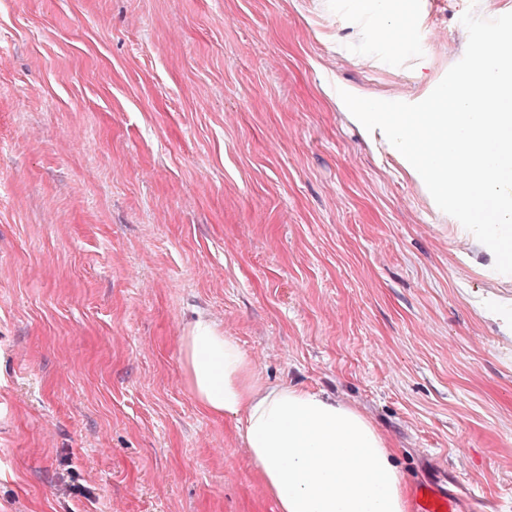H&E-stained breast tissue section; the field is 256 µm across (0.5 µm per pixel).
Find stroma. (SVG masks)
<instances>
[{
    "mask_svg": "<svg viewBox=\"0 0 512 512\" xmlns=\"http://www.w3.org/2000/svg\"><path fill=\"white\" fill-rule=\"evenodd\" d=\"M407 2L397 55L351 0H0V512H276L202 315L512 512V277L335 103L420 102L512 0Z\"/></svg>",
    "mask_w": 512,
    "mask_h": 512,
    "instance_id": "stroma-1",
    "label": "stroma"
}]
</instances>
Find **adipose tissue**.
<instances>
[{
  "label": "adipose tissue",
  "mask_w": 512,
  "mask_h": 512,
  "mask_svg": "<svg viewBox=\"0 0 512 512\" xmlns=\"http://www.w3.org/2000/svg\"><path fill=\"white\" fill-rule=\"evenodd\" d=\"M375 39L401 50L396 0H354ZM186 383L241 438L278 512H410L395 449L366 415L320 389L267 382L232 337L202 317L181 338Z\"/></svg>",
  "instance_id": "1"
}]
</instances>
